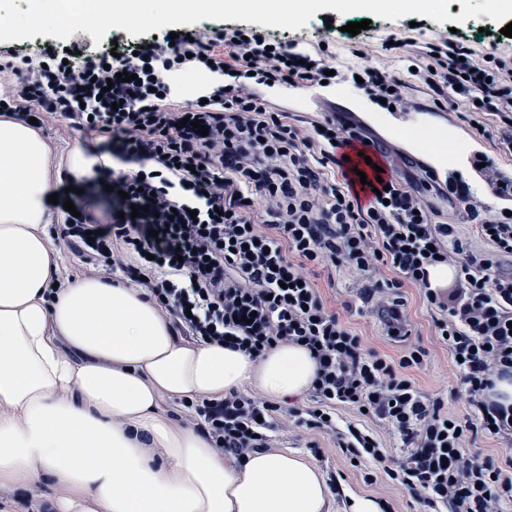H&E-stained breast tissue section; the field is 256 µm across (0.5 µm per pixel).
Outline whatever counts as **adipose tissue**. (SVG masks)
<instances>
[{
	"label": "adipose tissue",
	"mask_w": 512,
	"mask_h": 512,
	"mask_svg": "<svg viewBox=\"0 0 512 512\" xmlns=\"http://www.w3.org/2000/svg\"><path fill=\"white\" fill-rule=\"evenodd\" d=\"M95 163L0 115V488L50 482L54 512H330L309 458L230 459L168 409L244 388L300 395L316 376L306 348L254 360L189 341L145 289L64 272L48 198Z\"/></svg>",
	"instance_id": "obj_1"
}]
</instances>
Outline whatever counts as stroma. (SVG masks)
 I'll use <instances>...</instances> for the list:
<instances>
[{
    "mask_svg": "<svg viewBox=\"0 0 512 512\" xmlns=\"http://www.w3.org/2000/svg\"><path fill=\"white\" fill-rule=\"evenodd\" d=\"M363 18L362 13L352 12L346 15H331L329 10L316 12L314 18L307 26L297 30L271 28L270 33L276 37L295 41L301 47L329 44L335 47L338 59L342 65L355 64L356 59L351 50L357 46L375 47L383 40L402 37L407 30L405 19L385 20L372 18L369 29L352 35L346 33L345 25L358 22ZM420 30L424 37H452L454 42L474 47H489L491 43L501 40V23L492 21L487 15H480L458 24L457 28H449L448 24H440L429 17H421ZM408 97L417 106L419 113L425 114L434 131H449L457 135L461 141L463 161L454 168L463 180H471L472 170L470 155L473 144H481L483 151H490L491 143L495 139L496 131L500 125L498 117H490L485 134L472 132L462 113L429 111L430 96L428 90L417 84H410ZM320 293L326 303L339 311L342 319L358 334L363 337L364 351H374L380 355L397 358L400 343L390 340L385 334L376 317L369 314L365 300L364 289L367 281L363 276L345 271L333 272L318 270L315 278ZM406 301V313L410 324L412 341L421 343L429 351L423 366L414 371L413 378L419 389L432 397L441 398L449 411L465 417L470 413L465 397L461 391L456 372L446 349L438 345L434 336L433 320L420 298L417 288L408 286L403 290ZM351 301L352 311L342 309L343 301ZM369 493L390 502L395 512H424V507L408 492L388 486L385 482L375 485H366L360 476L348 475L342 484V489L336 492L332 501V512H347V497L352 493Z\"/></svg>",
    "mask_w": 512,
    "mask_h": 512,
    "instance_id": "1",
    "label": "stroma"
}]
</instances>
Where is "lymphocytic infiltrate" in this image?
Wrapping results in <instances>:
<instances>
[{"label": "lymphocytic infiltrate", "instance_id": "1", "mask_svg": "<svg viewBox=\"0 0 512 512\" xmlns=\"http://www.w3.org/2000/svg\"><path fill=\"white\" fill-rule=\"evenodd\" d=\"M140 44L138 56L84 51L72 68L57 45L0 57V75L15 79L0 101L41 126L58 116L71 120L114 162L96 169L112 188L109 222L84 207L52 229L84 258L85 273L123 272L186 339L255 359L271 345L294 344L317 363L307 402L284 410L233 391L188 405L185 418L240 460L276 447L285 412L339 449L344 467L331 476L332 487L352 471L366 484L382 479L406 490L428 512H506L512 456L481 461L463 448L477 428L512 444V404L492 398L496 381L512 379V270L495 268L497 257L512 254V215L479 203L465 181L423 162L419 181L390 174L386 190L374 193L345 158L368 140L363 122L336 111L295 122L260 90L358 77L371 103L403 109L406 84L385 65L395 56L433 92V111H464L480 133L487 115L499 116L493 146L512 155V54L442 37L405 38L353 49L356 64L343 68L333 49H301L250 24ZM192 55L209 59L224 83L206 103L186 108L169 77ZM123 71L131 81H121ZM201 124L207 134L198 133ZM429 191L460 212L487 251L470 250L440 220ZM439 263L455 277L434 287L429 268ZM318 267L364 274L372 308L393 336L404 330L402 288H418L439 343L456 361L471 416L449 412L416 386L412 373L428 355L422 346L395 359L363 352L362 336L311 278ZM389 435L405 448L391 466ZM375 463L382 472L372 471Z\"/></svg>", "mask_w": 512, "mask_h": 512}]
</instances>
